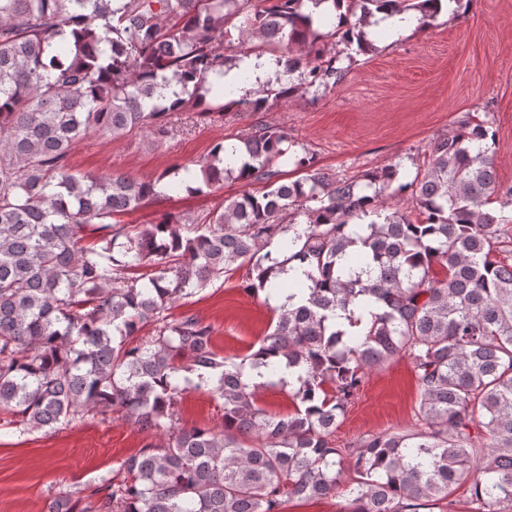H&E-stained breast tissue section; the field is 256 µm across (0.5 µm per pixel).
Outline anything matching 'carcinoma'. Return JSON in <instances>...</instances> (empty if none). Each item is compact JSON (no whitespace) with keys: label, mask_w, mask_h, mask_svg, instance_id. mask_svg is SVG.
Wrapping results in <instances>:
<instances>
[{"label":"carcinoma","mask_w":512,"mask_h":512,"mask_svg":"<svg viewBox=\"0 0 512 512\" xmlns=\"http://www.w3.org/2000/svg\"><path fill=\"white\" fill-rule=\"evenodd\" d=\"M440 2L0 0L3 425L24 434L120 412L166 435L88 494H49L47 512H283L336 495L343 512H455L461 483L472 512H512V186L498 180L489 113H467L403 176L398 164L327 174L266 124L215 142L197 172L142 180L67 164L91 132L160 142L174 112H267L333 89L340 56L373 49L368 19L426 23ZM265 51L281 76L236 96L224 77ZM288 164L300 178L279 179ZM230 177L262 188L203 224L171 212L111 222ZM241 268L274 322L238 360L167 310ZM396 357L417 382L415 423L336 445L366 376ZM283 367L294 409L272 415L257 391L284 382ZM188 384L222 401L220 427L179 425Z\"/></svg>","instance_id":"cac0c4a2"}]
</instances>
